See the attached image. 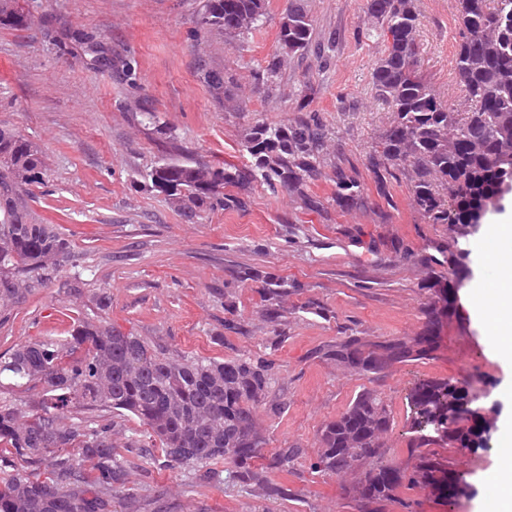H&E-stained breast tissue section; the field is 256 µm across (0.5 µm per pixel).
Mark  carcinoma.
I'll list each match as a JSON object with an SVG mask.
<instances>
[{
  "label": "carcinoma",
  "mask_w": 512,
  "mask_h": 512,
  "mask_svg": "<svg viewBox=\"0 0 512 512\" xmlns=\"http://www.w3.org/2000/svg\"><path fill=\"white\" fill-rule=\"evenodd\" d=\"M459 20L454 73L470 109L459 112L433 90L421 70L416 33L421 25L415 0H365L374 27L365 37L384 38L385 48L372 73L377 95L389 106V127L368 156V170L380 193L408 171L413 198L433 224L463 228L512 180V0H455ZM266 0H204L200 23L235 38L264 16ZM278 43L286 54L305 51L313 19L302 0L285 14ZM30 15L17 0H0V26L25 28ZM203 82L230 111L240 103L224 74L200 65ZM323 124L314 115L291 124L258 122L243 141L250 169L214 167L200 161L166 159L146 173L150 188L177 210L195 214L227 206L224 186L246 187L260 179L269 189L298 190L320 174L324 163ZM48 172L45 154L18 131L0 126V300L19 301L46 286L61 267L77 262L69 241L52 224L37 222L29 207L30 187ZM360 179L336 168V203L363 199ZM447 283L437 290L441 307L428 312L423 334L365 344L350 337L336 346V361L363 372L430 355L433 328L455 309ZM288 292V282L269 277L264 298ZM275 364L257 355L225 360L173 359L139 337L108 325L74 323L70 335L22 344L0 355V389L40 385L26 402L29 410L0 399V454L35 467L53 456L50 476L26 471L0 479V512H112V487L122 481L120 454L112 447L108 420L83 416L98 407L116 416H133L159 440L166 466L203 467L223 461L238 476L267 485L264 471L252 466L264 439L255 408L273 383ZM411 429L418 446L454 444L482 448L489 431L470 403L465 387L449 380H423L409 396ZM72 415L64 424L61 419ZM390 428L383 402L365 389L320 433L314 470L338 473L365 464L357 486L361 512L390 499L405 479L381 456L382 436ZM300 455L283 449L270 467L283 471ZM410 479L440 497L458 496L463 485L441 463L422 456Z\"/></svg>",
  "instance_id": "carcinoma-1"
}]
</instances>
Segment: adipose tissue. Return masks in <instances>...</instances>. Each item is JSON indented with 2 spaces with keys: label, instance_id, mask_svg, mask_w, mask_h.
I'll list each match as a JSON object with an SVG mask.
<instances>
[{
  "label": "adipose tissue",
  "instance_id": "obj_1",
  "mask_svg": "<svg viewBox=\"0 0 512 512\" xmlns=\"http://www.w3.org/2000/svg\"><path fill=\"white\" fill-rule=\"evenodd\" d=\"M486 238L499 247L498 254H483L481 264L497 267L499 277L493 294H469L468 306L479 323L489 351L512 361V266L500 263L499 253L512 250V211L494 217L484 227Z\"/></svg>",
  "mask_w": 512,
  "mask_h": 512
}]
</instances>
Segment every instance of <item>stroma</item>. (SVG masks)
<instances>
[{"mask_svg":"<svg viewBox=\"0 0 512 512\" xmlns=\"http://www.w3.org/2000/svg\"><path fill=\"white\" fill-rule=\"evenodd\" d=\"M290 0H267L262 24L243 39L202 26V0H28V28H0V125L19 131L46 153L45 184L34 187L36 218L55 225L74 246L77 267H64L24 302L0 305V353L28 342L68 336L75 321L103 322L170 355L233 358L260 355L277 366L256 409L264 444L256 464L284 487L280 496L219 463V479L201 470L164 467L158 443L137 418L115 419L125 480L112 492V512H359L351 488L359 469L339 474L310 467L319 433L362 390L383 401L392 425L384 459L405 473L419 461L408 395L420 381L450 379L487 393L499 419L512 390V365L489 353L466 305L470 292L496 282L477 263L494 250L482 230L461 233L431 224L413 203V183L399 176L381 197L366 158L390 123L376 97L372 71L384 44L361 38L371 26L365 0H308L318 44L284 56L273 89L257 77L280 51L277 34ZM422 71L444 103L465 109L453 57L455 0H416ZM234 79L243 103L226 111L197 72L199 64ZM156 115L143 121L144 111ZM317 113L326 131V162L306 191L252 182L235 207L186 218L143 173L159 161L190 158L244 167L241 143L259 122L287 124ZM359 170L361 204L336 203L337 166ZM288 281L286 295L263 297V277ZM460 277L455 315L442 319L432 357L397 362L377 373L344 367L330 355L356 336L385 342L422 334L434 284ZM108 295V306L97 303ZM276 318H269V309ZM504 433L494 427L484 448L429 446V453L467 485L454 499L404 481L382 512H492L490 476ZM283 448L301 456L288 471L272 468Z\"/></svg>","mask_w":512,"mask_h":512,"instance_id":"35a3bbf8","label":"stroma"}]
</instances>
